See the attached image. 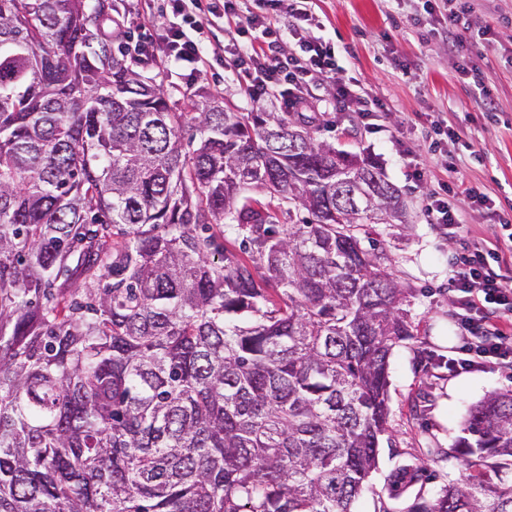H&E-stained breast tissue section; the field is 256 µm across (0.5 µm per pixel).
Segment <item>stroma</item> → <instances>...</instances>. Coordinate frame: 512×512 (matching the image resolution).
Segmentation results:
<instances>
[{
  "label": "stroma",
  "instance_id": "1",
  "mask_svg": "<svg viewBox=\"0 0 512 512\" xmlns=\"http://www.w3.org/2000/svg\"><path fill=\"white\" fill-rule=\"evenodd\" d=\"M415 0H317L321 25L316 37L344 47L345 81L355 84L356 101H337L333 80L317 81L303 94L300 111L319 118L316 136L349 153L366 152L403 194V222L377 224L369 237L382 249L389 271L407 290L403 308L413 332L390 356L389 431L369 478L361 512H409L435 497L462 470L452 444L469 407L488 394L512 389V365L494 364L449 372L448 358L461 344L455 322L457 293L450 270L462 248L445 228L425 220L426 197L447 170L485 195L466 209L472 241L512 227V0H477V14L499 17L494 44L450 51L436 38H422L411 16ZM217 57L201 71L181 75L166 61L150 71L172 99L193 93L215 98L242 112H288L286 94L253 103L234 73L235 46L219 36ZM490 90L482 96L474 74ZM386 111L375 128L360 113L372 100ZM425 171L426 181L412 178ZM425 463L420 481L392 495L396 471Z\"/></svg>",
  "mask_w": 512,
  "mask_h": 512
}]
</instances>
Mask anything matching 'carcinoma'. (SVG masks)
Wrapping results in <instances>:
<instances>
[{
  "instance_id": "1",
  "label": "carcinoma",
  "mask_w": 512,
  "mask_h": 512,
  "mask_svg": "<svg viewBox=\"0 0 512 512\" xmlns=\"http://www.w3.org/2000/svg\"><path fill=\"white\" fill-rule=\"evenodd\" d=\"M113 8L0 0V512H358L413 336L361 233L400 191L313 115L171 100ZM454 450L411 512H512V390Z\"/></svg>"
}]
</instances>
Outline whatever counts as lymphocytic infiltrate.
I'll use <instances>...</instances> for the list:
<instances>
[{"label":"lymphocytic infiltrate","mask_w":512,"mask_h":512,"mask_svg":"<svg viewBox=\"0 0 512 512\" xmlns=\"http://www.w3.org/2000/svg\"><path fill=\"white\" fill-rule=\"evenodd\" d=\"M169 24L161 40L136 43L139 58L165 56L174 68L197 72L208 63L202 39L205 14H224L236 20L238 40L236 75L245 82L252 100L264 99L277 87L298 92L320 76L335 72V46L312 36L320 21L311 0H167L161 9ZM294 49L281 53L284 38ZM484 204L475 189L457 182L443 184L441 193L431 194L425 207L429 223L450 229L464 238L467 232L455 198ZM512 253V234L478 243L465 241L452 280L456 299L457 328L462 345L449 359V371L471 369L512 361V289L495 269L502 254Z\"/></svg>","instance_id":"1"}]
</instances>
